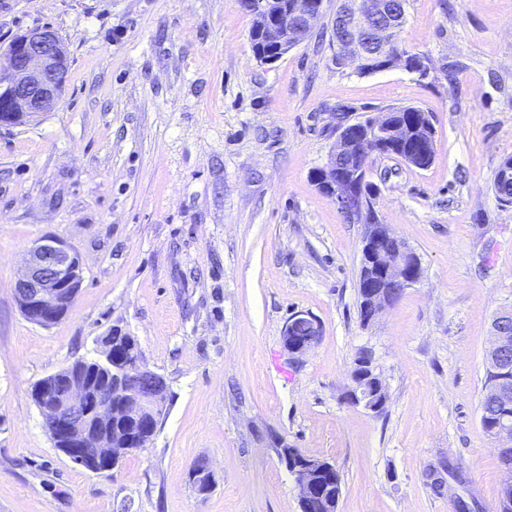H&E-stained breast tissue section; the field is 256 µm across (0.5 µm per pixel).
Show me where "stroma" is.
<instances>
[{
	"instance_id": "obj_1",
	"label": "stroma",
	"mask_w": 512,
	"mask_h": 512,
	"mask_svg": "<svg viewBox=\"0 0 512 512\" xmlns=\"http://www.w3.org/2000/svg\"><path fill=\"white\" fill-rule=\"evenodd\" d=\"M336 5L262 65L237 0H0V50L48 25L69 55L55 110L0 129V512H300L281 447L336 468L337 512H455L469 496L495 512L499 443L480 399L491 322L512 307V204L493 189L512 156V0H408L398 42L424 77L336 67ZM392 106L435 131L429 168L371 159L378 220L423 275L366 326L364 227L311 174L340 123ZM45 235L84 268L50 326L14 296ZM297 312L320 336L295 361L282 334ZM116 324L170 401L147 448L103 477L55 447L31 389L95 357ZM363 349L380 414L346 398Z\"/></svg>"
}]
</instances>
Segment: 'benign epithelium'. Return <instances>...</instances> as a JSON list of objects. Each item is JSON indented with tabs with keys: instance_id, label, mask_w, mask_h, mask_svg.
Returning a JSON list of instances; mask_svg holds the SVG:
<instances>
[{
	"instance_id": "1",
	"label": "benign epithelium",
	"mask_w": 512,
	"mask_h": 512,
	"mask_svg": "<svg viewBox=\"0 0 512 512\" xmlns=\"http://www.w3.org/2000/svg\"><path fill=\"white\" fill-rule=\"evenodd\" d=\"M280 0H239V4L257 8L264 16L276 17L265 27L267 36L294 48L302 43L300 34L312 30L317 13L312 0H292L285 14H279ZM344 9L338 23L346 37L339 41L340 58L344 63L374 64L380 61L366 51L365 34L373 33L382 45L385 36L398 31L404 24L403 9L393 7L391 0H343ZM65 52L60 36L48 26L30 29L15 40L7 58L0 61V127L11 128L33 121L52 111L60 101ZM386 135L385 117L345 124L340 127L335 148L345 147L357 137L383 142ZM370 172L369 163L359 166H336V154L319 168L314 183L319 190L334 199L338 209L353 216L362 209L363 185ZM361 253L365 254L371 279L365 284L366 310L372 321L392 305L399 290L421 279L422 267L418 257L406 243L394 235L386 224H371L363 237ZM83 277L78 251L66 240L56 236L36 239L28 251L25 269L15 281L18 306L31 321L45 324L55 321L71 297V289ZM309 323V335L295 338V324ZM320 335V326L305 314L293 316L286 324L282 343L291 358L297 360L310 350ZM491 359L497 370L512 367V309L505 307L494 316ZM145 371L137 361L111 372L112 386L90 394L84 376L62 369L45 377L38 393L41 410L52 436L63 441L60 451L78 464L88 463L91 472L107 474L120 461L123 452L136 443L148 445L155 430L138 429L142 419H156L162 409L161 396L149 394L140 385ZM354 405L377 412L385 407L387 394L375 365H370L368 378L353 382L347 391ZM120 421L135 427L126 437L123 447L114 445L104 431L112 422ZM502 443L501 450L512 448V421L503 416L493 432ZM284 460L292 466L299 499H305L316 489L317 478L330 465L297 458V450L288 449Z\"/></svg>"
}]
</instances>
